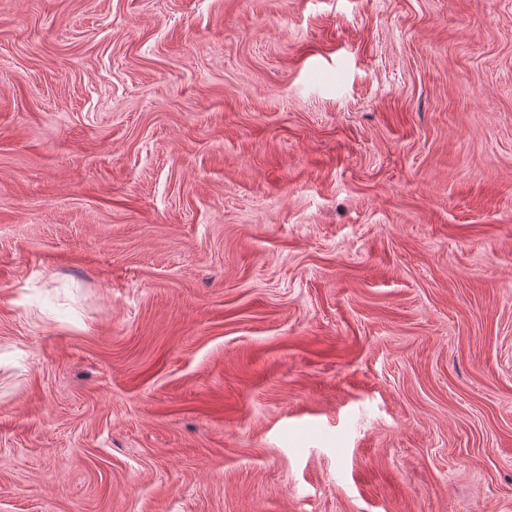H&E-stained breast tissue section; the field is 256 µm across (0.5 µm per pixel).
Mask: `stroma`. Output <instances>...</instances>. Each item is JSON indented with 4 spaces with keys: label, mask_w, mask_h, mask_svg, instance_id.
Instances as JSON below:
<instances>
[{
    "label": "stroma",
    "mask_w": 512,
    "mask_h": 512,
    "mask_svg": "<svg viewBox=\"0 0 512 512\" xmlns=\"http://www.w3.org/2000/svg\"><path fill=\"white\" fill-rule=\"evenodd\" d=\"M0 512H512V0H0Z\"/></svg>",
    "instance_id": "stroma-1"
}]
</instances>
